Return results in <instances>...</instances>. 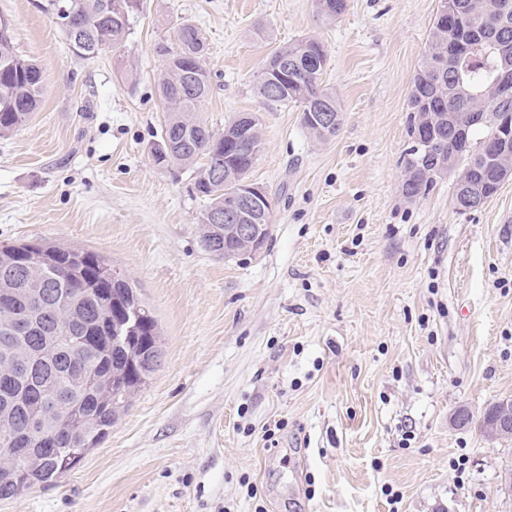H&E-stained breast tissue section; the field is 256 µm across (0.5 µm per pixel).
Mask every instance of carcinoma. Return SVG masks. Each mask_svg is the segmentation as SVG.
<instances>
[{
  "mask_svg": "<svg viewBox=\"0 0 512 512\" xmlns=\"http://www.w3.org/2000/svg\"><path fill=\"white\" fill-rule=\"evenodd\" d=\"M495 3L447 0L448 8L465 24L430 27L409 92V136H414L427 112L444 117L453 112L461 118L473 111L501 73L512 70V55L503 54L501 28L493 20ZM314 4L318 18L330 24L345 12L347 0H314ZM139 9L140 0H46L42 5L43 11L61 21L72 51L83 59H94L106 49L121 52ZM68 18L89 26L82 42L65 23ZM465 31L474 32V50L439 75L435 51ZM205 51L201 32L189 23L177 29L174 45L156 47L163 61L157 83L166 115L152 157L165 167H195L192 193L206 201L199 217L206 231L202 243L206 248L214 246L212 253L231 258L242 254V247L235 239H224V196L239 190L246 180L258 157L261 134L255 121L244 129L236 119L219 132L201 117L199 108L210 91ZM327 63L322 42L304 37L275 48L254 82L263 104L300 106L303 125L318 140L336 136L342 121L336 93L321 82ZM278 80L282 86L273 96L269 87ZM42 91L40 67L18 54L10 19L0 21V137L28 121ZM320 106L337 114L333 129L313 122L310 113ZM468 138L465 166L472 181L496 189L497 164L488 156L497 128L474 125ZM411 169L412 179L401 184L409 201L425 196L424 189H434L441 178L431 153L423 161L418 154L406 153L403 170ZM29 247V243L0 246V298L6 295L9 300V309L0 308V449L19 450L14 462L0 465V499L53 486L63 470L74 469L105 439L131 396L156 370L154 359L162 356L158 323L148 311L137 335L125 336L115 346L101 341L104 306L114 311L143 305L128 280L112 282V264L102 255L43 243L41 247L56 256L55 264L33 276L14 257ZM93 366L102 377L97 384L87 377ZM60 388L80 405L83 427L73 433L57 432V416L47 412L52 393Z\"/></svg>",
  "mask_w": 512,
  "mask_h": 512,
  "instance_id": "1",
  "label": "carcinoma"
}]
</instances>
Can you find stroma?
<instances>
[{
	"mask_svg": "<svg viewBox=\"0 0 512 512\" xmlns=\"http://www.w3.org/2000/svg\"><path fill=\"white\" fill-rule=\"evenodd\" d=\"M39 2L0 0L44 78L39 109L0 137V245L107 258L163 358L59 485L0 512H512V440L478 425L512 398V180L466 212L451 177L413 201L400 188L440 0H348L331 24L313 0H141L122 53L91 60ZM184 22L207 46L203 118L259 122L247 178L275 206L255 254L208 252L192 168L152 158L156 46ZM304 36L343 110L326 141L255 94L268 53Z\"/></svg>",
	"mask_w": 512,
	"mask_h": 512,
	"instance_id": "35a3bbf8",
	"label": "stroma"
}]
</instances>
